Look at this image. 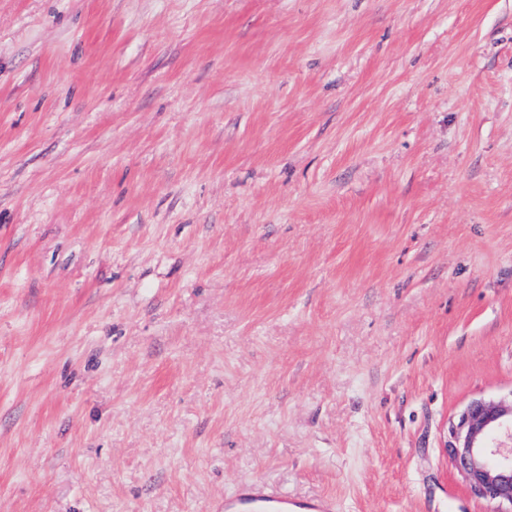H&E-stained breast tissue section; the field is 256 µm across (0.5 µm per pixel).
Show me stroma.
Masks as SVG:
<instances>
[{
    "label": "stroma",
    "mask_w": 512,
    "mask_h": 512,
    "mask_svg": "<svg viewBox=\"0 0 512 512\" xmlns=\"http://www.w3.org/2000/svg\"><path fill=\"white\" fill-rule=\"evenodd\" d=\"M512 0H0V512H495ZM448 453L470 493L512 511V399L472 403L451 427ZM502 438H506L505 442ZM226 506L247 508V510L260 508L266 510L265 512H288L289 508L296 507L287 496L268 493L260 488L245 489L233 503L225 504L224 510Z\"/></svg>",
    "instance_id": "1"
}]
</instances>
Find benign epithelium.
Wrapping results in <instances>:
<instances>
[{"label":"benign epithelium","mask_w":512,"mask_h":512,"mask_svg":"<svg viewBox=\"0 0 512 512\" xmlns=\"http://www.w3.org/2000/svg\"><path fill=\"white\" fill-rule=\"evenodd\" d=\"M448 453L474 497L512 506V401L472 403L451 427Z\"/></svg>","instance_id":"obj_1"}]
</instances>
